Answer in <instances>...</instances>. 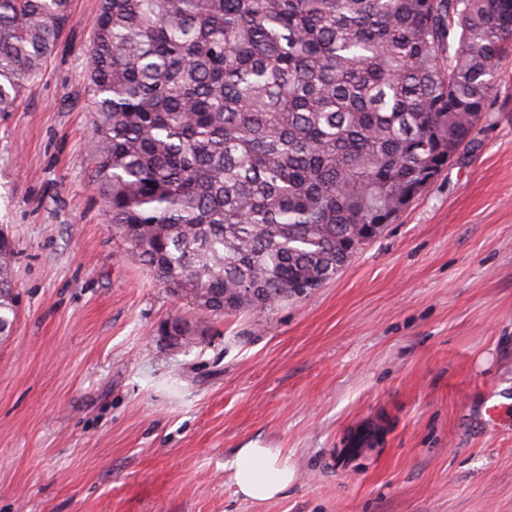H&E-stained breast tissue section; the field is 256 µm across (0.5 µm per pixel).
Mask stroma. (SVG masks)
Returning a JSON list of instances; mask_svg holds the SVG:
<instances>
[{"label":"stroma","instance_id":"obj_1","mask_svg":"<svg viewBox=\"0 0 512 512\" xmlns=\"http://www.w3.org/2000/svg\"><path fill=\"white\" fill-rule=\"evenodd\" d=\"M99 0L0 115L20 306L0 345V512H512V54L475 147L326 284L216 317L105 219L85 92ZM192 321L195 344L160 326ZM496 425H483L487 404ZM296 472L250 502L237 449Z\"/></svg>","mask_w":512,"mask_h":512}]
</instances>
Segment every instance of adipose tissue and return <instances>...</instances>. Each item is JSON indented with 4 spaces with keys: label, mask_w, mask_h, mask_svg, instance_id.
<instances>
[{
    "label": "adipose tissue",
    "mask_w": 512,
    "mask_h": 512,
    "mask_svg": "<svg viewBox=\"0 0 512 512\" xmlns=\"http://www.w3.org/2000/svg\"><path fill=\"white\" fill-rule=\"evenodd\" d=\"M230 467L237 494L264 502L280 497L294 480V473L280 449L250 445L238 449Z\"/></svg>",
    "instance_id": "adipose-tissue-1"
}]
</instances>
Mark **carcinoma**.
<instances>
[{
    "label": "carcinoma",
    "mask_w": 512,
    "mask_h": 512,
    "mask_svg": "<svg viewBox=\"0 0 512 512\" xmlns=\"http://www.w3.org/2000/svg\"><path fill=\"white\" fill-rule=\"evenodd\" d=\"M70 0H0V113ZM92 179L157 281L214 316L333 279L460 152L512 51V0H101ZM0 231V343L19 294ZM161 334L189 346L194 325Z\"/></svg>",
    "instance_id": "1"
}]
</instances>
